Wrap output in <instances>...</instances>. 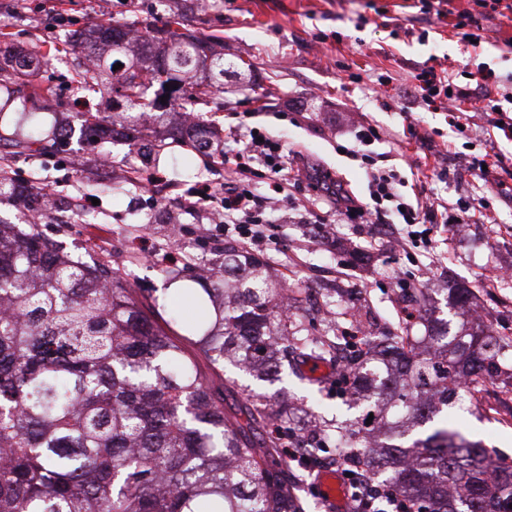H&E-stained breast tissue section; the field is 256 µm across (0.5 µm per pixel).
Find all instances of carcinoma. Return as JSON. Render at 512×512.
Listing matches in <instances>:
<instances>
[{"label":"carcinoma","instance_id":"carcinoma-1","mask_svg":"<svg viewBox=\"0 0 512 512\" xmlns=\"http://www.w3.org/2000/svg\"><path fill=\"white\" fill-rule=\"evenodd\" d=\"M184 22L144 27L155 65L124 28L98 23L110 53L76 72L73 91L110 93L155 123L178 109L210 111L224 87V55L212 49L215 35L174 29ZM68 51L57 42L39 52L40 67L19 60L12 82L32 87ZM211 135L202 124L190 139L154 141L150 152L180 147L191 179V154L211 148ZM41 142L36 126L21 139L0 133V146L33 154ZM199 280L201 288L177 289L195 309L185 320L137 300L103 263L61 254L37 223L0 222V512H302L283 451L294 408L257 397L226 409L224 365L275 379L285 367L333 360L332 340L273 301L280 288L247 253L224 248V266ZM470 296L452 287L448 305L462 308ZM425 340L423 357L399 336L355 366L351 394L381 404L379 430L338 428L337 446L384 467L385 482L421 512H512L511 465H488L479 443L446 424L408 439L434 421L437 405L477 401L498 375L480 328L452 332L439 322ZM189 344L211 373L198 369Z\"/></svg>","mask_w":512,"mask_h":512}]
</instances>
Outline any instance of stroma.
<instances>
[{"label":"stroma","mask_w":512,"mask_h":512,"mask_svg":"<svg viewBox=\"0 0 512 512\" xmlns=\"http://www.w3.org/2000/svg\"><path fill=\"white\" fill-rule=\"evenodd\" d=\"M414 0H111L104 12L99 0H0V22L12 33L0 44V64L18 50L48 42L88 39L102 21L121 23L139 7L141 17L161 20L184 13L195 28L224 34V60L250 62L244 82L224 80L219 100L223 111L212 118L221 130L225 154L242 146L247 127L263 128L279 141L293 178L317 171L335 179L354 197H368L367 178L357 161L340 152L349 132L376 126L382 138L373 146L380 165L395 169L408 184L407 198L432 204L439 216L432 226L429 250L404 253L393 238L374 224H355L336 216L330 201L309 186L290 192L289 205L266 216L275 222L276 240L252 247L269 261L284 287L293 292L313 333H321L322 315L303 302L305 294L321 296L336 309L341 289H360L371 320L391 336L401 333L408 312L419 309L434 319L461 325L448 308V285L471 288L475 305L488 314L495 335L512 337V278H499L512 267V134L493 127L478 104H469L468 135L450 124L447 109L425 104L413 90L414 70L428 59L451 73L465 61H484L497 75H512V19L486 21L480 47L464 45L454 24L458 11L472 0H450L449 16L429 17ZM387 87H379L378 77ZM11 83L0 74V130L11 133L39 126L45 134L70 129L65 151L38 157L0 148V168L9 171L20 190L0 200V220L17 223L30 204L40 203L43 235L64 252L98 260L130 280L140 300L161 295L169 269L191 271L224 260L225 239L219 228V202L190 203L189 193L207 184L223 189L233 170L220 159L198 153L197 179L181 177L177 153L160 161L148 156L142 134L88 144L75 110L24 111L7 102ZM107 157L122 178L138 176V185L104 195L93 206L88 224L72 223L69 214L102 182L100 157ZM487 157V175L471 172V158ZM471 206L469 235L451 219L460 202ZM236 383L226 404L251 392L286 393L301 413L295 434L308 425L335 420L347 425L369 417L373 406L337 398L332 376L283 373L267 383L226 369ZM440 420L493 449L512 465V390L488 389L480 407L459 402L443 410Z\"/></svg>","instance_id":"stroma-1"}]
</instances>
